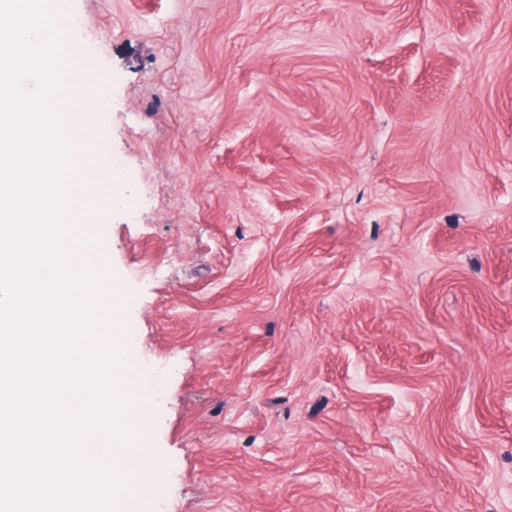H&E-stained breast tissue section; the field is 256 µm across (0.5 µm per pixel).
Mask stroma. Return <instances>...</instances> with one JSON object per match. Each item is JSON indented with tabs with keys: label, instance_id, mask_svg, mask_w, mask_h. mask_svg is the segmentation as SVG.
Masks as SVG:
<instances>
[{
	"label": "stroma",
	"instance_id": "35a3bbf8",
	"mask_svg": "<svg viewBox=\"0 0 512 512\" xmlns=\"http://www.w3.org/2000/svg\"><path fill=\"white\" fill-rule=\"evenodd\" d=\"M63 5L159 489L117 512H512V0Z\"/></svg>",
	"mask_w": 512,
	"mask_h": 512
}]
</instances>
